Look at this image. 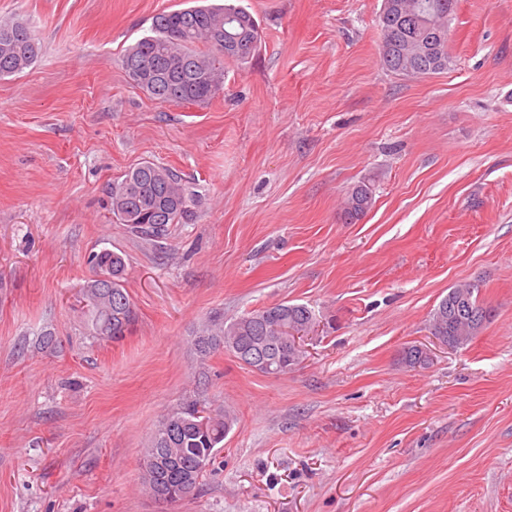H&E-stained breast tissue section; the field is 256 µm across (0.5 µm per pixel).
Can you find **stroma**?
<instances>
[{
  "mask_svg": "<svg viewBox=\"0 0 512 512\" xmlns=\"http://www.w3.org/2000/svg\"><path fill=\"white\" fill-rule=\"evenodd\" d=\"M184 3L0 0L41 48L0 79V512H166L143 444L198 395L237 421L167 512H512V0H457L423 78L383 67L382 0H238L256 51L175 105L120 58ZM144 161L198 196L155 242L107 205ZM103 249L136 311L117 342L82 311ZM462 282L493 315L450 348L430 318ZM285 301L319 319L294 370L196 354L210 319ZM373 205V191L370 186L362 183L348 193L343 207V219L352 224L360 219Z\"/></svg>",
  "mask_w": 512,
  "mask_h": 512,
  "instance_id": "35a3bbf8",
  "label": "stroma"
}]
</instances>
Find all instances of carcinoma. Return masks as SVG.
Wrapping results in <instances>:
<instances>
[{"label":"carcinoma","instance_id":"cac0c4a2","mask_svg":"<svg viewBox=\"0 0 512 512\" xmlns=\"http://www.w3.org/2000/svg\"><path fill=\"white\" fill-rule=\"evenodd\" d=\"M456 0H383L378 15L381 60L385 68L404 77H424L448 68V18ZM232 29L243 43L223 51L214 31ZM260 39L253 15L224 0L219 5H194L162 12L155 17L153 34L140 39L123 55L121 66L142 91L164 103H206L222 90L210 89L206 74L224 69V62L243 61L254 53ZM39 53L28 23H0V77L13 76L30 67ZM112 218L147 240L163 238L171 224H185L191 217L194 194L181 175L162 165L145 161L128 170L109 187ZM373 205V191L361 184L348 193L343 219L351 224ZM97 276L112 278L102 287L89 280L84 288L88 323L92 333L119 341L134 322L133 303L124 287L123 255L104 249L92 254ZM448 299H462L467 312L438 304L431 320V334L458 347L476 335L491 318L492 309L480 303L478 285L456 286ZM315 312L304 304L277 303L253 310L226 323L213 320L193 339L196 353L205 357L223 349L234 357L239 350L273 348L280 361L257 371L281 375L297 367L303 347L288 345L282 328L292 324L313 329ZM236 418L221 406L187 399L169 410L148 438L141 459V479L154 496L163 490L177 503L194 494L213 465L224 438Z\"/></svg>","mask_w":512,"mask_h":512}]
</instances>
